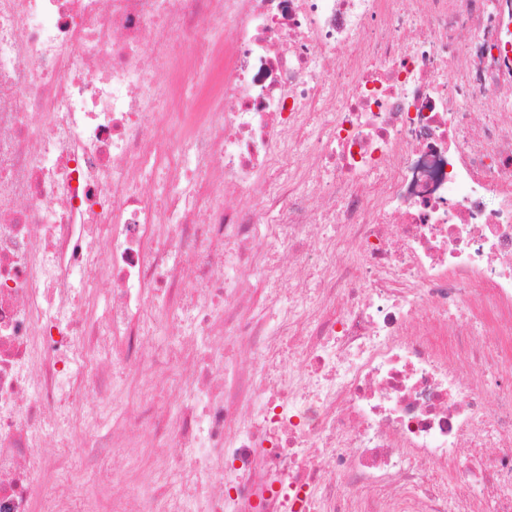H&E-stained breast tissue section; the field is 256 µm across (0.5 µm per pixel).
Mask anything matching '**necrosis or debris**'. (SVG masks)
I'll return each mask as SVG.
<instances>
[{
  "mask_svg": "<svg viewBox=\"0 0 512 512\" xmlns=\"http://www.w3.org/2000/svg\"><path fill=\"white\" fill-rule=\"evenodd\" d=\"M0 512H512V0H0Z\"/></svg>",
  "mask_w": 512,
  "mask_h": 512,
  "instance_id": "4bbe7bcc",
  "label": "necrosis or debris"
}]
</instances>
